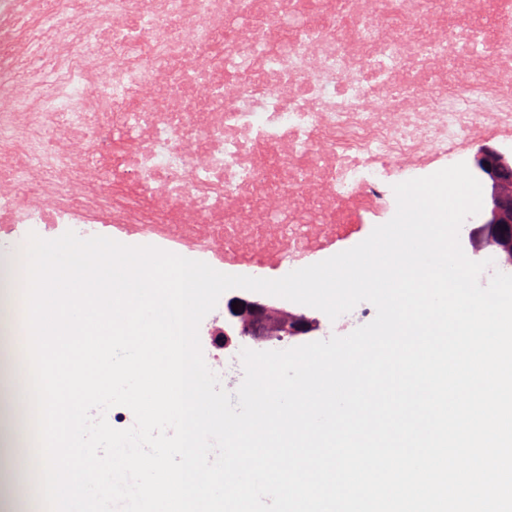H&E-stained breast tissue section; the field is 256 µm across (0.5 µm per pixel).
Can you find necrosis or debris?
<instances>
[{
    "label": "necrosis or debris",
    "mask_w": 512,
    "mask_h": 512,
    "mask_svg": "<svg viewBox=\"0 0 512 512\" xmlns=\"http://www.w3.org/2000/svg\"><path fill=\"white\" fill-rule=\"evenodd\" d=\"M512 150V0H0V231L207 224L240 274Z\"/></svg>",
    "instance_id": "obj_1"
}]
</instances>
